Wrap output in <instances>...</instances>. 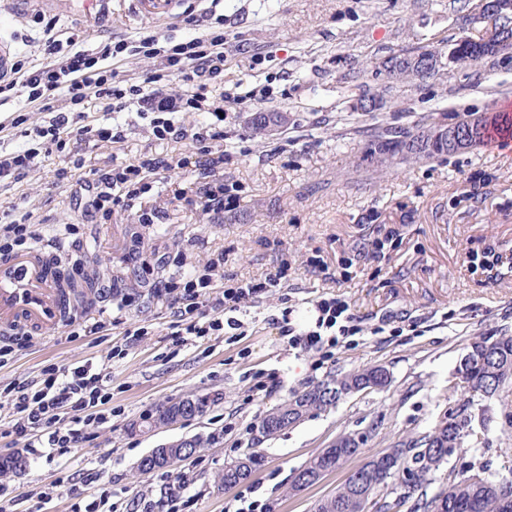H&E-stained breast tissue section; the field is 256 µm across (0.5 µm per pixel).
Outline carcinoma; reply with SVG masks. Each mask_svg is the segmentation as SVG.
Listing matches in <instances>:
<instances>
[{
  "label": "carcinoma",
  "mask_w": 512,
  "mask_h": 512,
  "mask_svg": "<svg viewBox=\"0 0 512 512\" xmlns=\"http://www.w3.org/2000/svg\"><path fill=\"white\" fill-rule=\"evenodd\" d=\"M456 43L448 44V49L422 48L416 51H405L392 54L376 63V69L386 78L395 81L410 82L435 77L443 69L435 71H414L405 66H395L393 62L402 56L414 57L423 55L429 58L443 57L450 54ZM507 118L504 115L487 114L482 142H487L492 133L504 129ZM414 133L404 128L396 130L384 128L373 136L374 143L385 141L393 150H398L413 138ZM374 368L340 373L305 390L294 394L291 398L272 406L260 421L262 433L269 437L288 428L281 424L280 418L290 414V409H297L294 421L301 422L305 418L336 406V398L331 396L332 387L338 383L369 382L371 388L380 390L385 385L372 380ZM512 385V336L494 338L478 336L466 347L465 353L454 376L453 386H461L469 392H476L492 397L503 392ZM210 399L204 396H187L171 399L150 412L151 419L157 421L161 415H180L184 420L202 416L207 412ZM466 424L457 420V415L450 412L441 419L430 431L401 442L385 452L373 457L364 466H377L382 475L364 488H358L353 478H347L336 494L327 497L316 506V512H368L377 492L388 485V481H396L404 488L398 497V504L414 499L411 512H512V501L504 500L498 486L500 479L480 469L477 472H448L445 482L433 496H428L426 486L429 476L448 461L456 448L460 447L464 438ZM209 440L200 436L192 438V448L188 452L174 453L170 459L156 464L145 458L137 466L139 473H148L155 469L167 468L177 462H184L194 456ZM418 449L415 455L407 456L408 449ZM360 447L325 448L307 460L295 475L292 489L299 490L314 484V477L332 467L336 458L346 463L359 454ZM262 456L254 450H248L236 458L224 470L217 474L215 483L224 490L238 486L249 478L261 466ZM27 467L25 457L20 454L8 458H0V477L18 474Z\"/></svg>",
  "instance_id": "1"
}]
</instances>
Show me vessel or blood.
Wrapping results in <instances>:
<instances>
[{
	"label": "vessel or blood",
	"mask_w": 512,
	"mask_h": 512,
	"mask_svg": "<svg viewBox=\"0 0 512 512\" xmlns=\"http://www.w3.org/2000/svg\"><path fill=\"white\" fill-rule=\"evenodd\" d=\"M73 309L70 290L45 252L0 256V333L17 325L41 332L58 326Z\"/></svg>",
	"instance_id": "b4317fda"
}]
</instances>
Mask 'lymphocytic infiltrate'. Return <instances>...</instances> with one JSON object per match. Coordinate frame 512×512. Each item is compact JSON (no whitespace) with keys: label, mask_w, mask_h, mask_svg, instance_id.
Instances as JSON below:
<instances>
[{"label":"lymphocytic infiltrate","mask_w":512,"mask_h":512,"mask_svg":"<svg viewBox=\"0 0 512 512\" xmlns=\"http://www.w3.org/2000/svg\"><path fill=\"white\" fill-rule=\"evenodd\" d=\"M209 19L210 27L185 42L170 44L156 32H145L132 40L105 41L87 50L77 48L75 37L59 39L55 20L42 25L44 62L27 66L14 64L15 76L0 79V102L13 97L38 104L49 112L48 126L33 128L27 148L0 156V182L16 181L38 166L48 147L64 150L71 140L119 143L125 138L123 126L89 120L85 105L98 99L103 111L135 112L149 119L154 138L188 140L200 154L219 149L230 156L232 146L224 142V105L234 96L220 92L212 97L208 87L224 71L223 17L206 12L204 17L183 16L186 25ZM141 55L152 59L153 67L142 79L130 80L108 60ZM194 110L206 114L200 125L188 128L177 123L179 112ZM182 163L166 156H143L115 161L95 170L86 184L92 198L77 224L64 227L72 245H80L84 226L126 215L139 224H155L164 216L156 189L166 172ZM199 207L205 215H219L236 206L237 196L226 194L224 168L212 164L203 172L198 189ZM38 240L32 213L14 207L0 222V255L30 251ZM224 270L223 258L210 260L203 272L169 278L153 284L155 294L167 297L175 321L169 340L173 350H181L214 336L225 329H240L233 314L250 306L257 298L280 287L284 271L259 281H248L229 288L215 289L214 280ZM312 327L297 330L289 319H282L283 336L290 347L307 352L335 347L340 339L361 333L359 320L348 302L323 299L315 306ZM0 400L11 409L6 434L23 437L28 447L43 451L46 463L73 458L88 428L111 423L113 410L112 378L104 362L90 358L76 366L50 364L42 368L38 380L28 379L0 387Z\"/></svg>","instance_id":"obj_1"}]
</instances>
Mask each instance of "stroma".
Listing matches in <instances>:
<instances>
[{"instance_id": "stroma-1", "label": "stroma", "mask_w": 512, "mask_h": 512, "mask_svg": "<svg viewBox=\"0 0 512 512\" xmlns=\"http://www.w3.org/2000/svg\"><path fill=\"white\" fill-rule=\"evenodd\" d=\"M478 0H222L224 36L232 50L224 63V87L267 86L268 112L288 113L287 128L253 136L246 119L255 107L226 105L224 135L236 152L224 162V180L241 188L237 205L222 221L195 210L187 172H172L165 195H177L162 223L129 219L89 224L79 248L60 236L62 225L80 214L70 188H54L56 169L91 179L106 158L143 154L197 159L190 141H158L148 121L126 115L124 142L82 144L52 152L20 181L0 184V213L30 207L41 235L39 246L63 271L81 264L98 286L137 283L139 256L181 252L184 272L223 257V286L261 280L287 267L283 288L237 311L241 335H224L171 354L167 338L173 314L165 298L143 291L135 306L118 310L117 299L89 296L76 313L107 326L102 337H69L68 327L34 335L0 368V386L36 378L51 363L70 365L107 359L115 345L123 359L107 360L112 404L119 416L99 428L75 458L46 464L28 456V466L7 478L28 512H71L77 497L65 478L91 469L111 496L100 512H155L167 501L179 475L184 512H237L242 501L255 512H312L316 500L332 495L348 473L371 457L424 434L449 411L461 408L478 427L448 459V469L473 466L512 478V402L478 393L461 394L450 380L476 336H512V142L487 143L434 159L407 158L377 173L368 156L375 131L430 122L452 123L464 112L512 111V56L449 68L442 76L402 83L379 75L376 61L403 50L447 47L462 37L479 38ZM55 19L61 36L78 34V48L91 49L114 37L157 31L180 42L200 34L176 18L147 21L136 0H109L91 14L83 0H25L21 15L0 7V38H9L28 61L41 62L36 17ZM378 94L379 110L364 112L362 92ZM26 113L27 128L47 125L49 115L20 102L0 104V153L27 139L10 125ZM346 298L363 333L352 346L333 349L324 362L315 353L288 346L275 318L290 310L302 329L316 318L318 300ZM148 336L128 341L127 331ZM369 366L389 371L381 391L360 392L336 407L310 416L267 438L259 421L271 406L336 374ZM277 372L271 395L253 394L261 374ZM209 396L203 417L151 433L131 423L168 399ZM344 433L363 436L361 453L314 485L292 491L300 467ZM208 438L205 448L176 466L136 473L140 458L182 438ZM264 457L262 467L232 490L217 487L225 464L247 449Z\"/></svg>"}]
</instances>
